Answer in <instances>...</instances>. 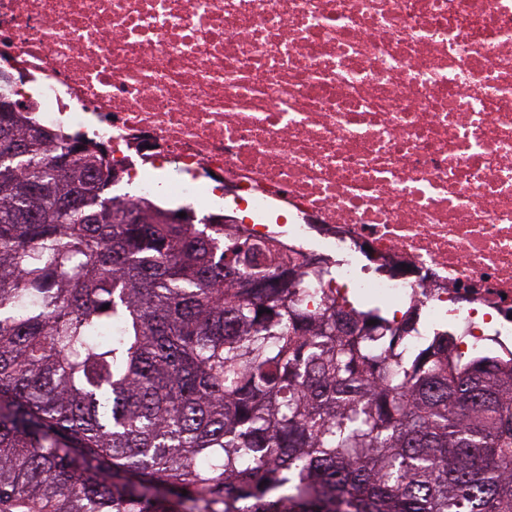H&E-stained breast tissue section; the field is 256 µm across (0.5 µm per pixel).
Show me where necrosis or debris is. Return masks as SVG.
Here are the masks:
<instances>
[{
    "label": "necrosis or debris",
    "mask_w": 512,
    "mask_h": 512,
    "mask_svg": "<svg viewBox=\"0 0 512 512\" xmlns=\"http://www.w3.org/2000/svg\"><path fill=\"white\" fill-rule=\"evenodd\" d=\"M0 94L333 288L512 354V0H0Z\"/></svg>",
    "instance_id": "necrosis-or-debris-1"
}]
</instances>
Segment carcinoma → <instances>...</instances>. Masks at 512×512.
<instances>
[{
    "label": "carcinoma",
    "mask_w": 512,
    "mask_h": 512,
    "mask_svg": "<svg viewBox=\"0 0 512 512\" xmlns=\"http://www.w3.org/2000/svg\"><path fill=\"white\" fill-rule=\"evenodd\" d=\"M6 117L0 512H512V362L310 310L334 263L114 197L99 148Z\"/></svg>",
    "instance_id": "cac0c4a2"
}]
</instances>
